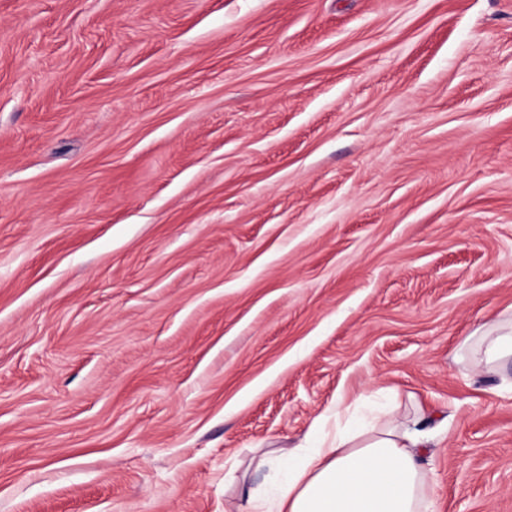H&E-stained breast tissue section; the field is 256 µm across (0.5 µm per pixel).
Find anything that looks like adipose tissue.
<instances>
[{
	"label": "adipose tissue",
	"mask_w": 512,
	"mask_h": 512,
	"mask_svg": "<svg viewBox=\"0 0 512 512\" xmlns=\"http://www.w3.org/2000/svg\"><path fill=\"white\" fill-rule=\"evenodd\" d=\"M469 360L495 372L512 361V325L496 324L477 338ZM350 404L338 401L331 416L333 435L307 433L296 451L257 452L250 468L269 473L271 488L247 493L246 512H424L423 460L432 446L422 415L389 420L383 426L341 425Z\"/></svg>",
	"instance_id": "1"
}]
</instances>
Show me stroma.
<instances>
[{"label": "stroma", "mask_w": 512, "mask_h": 512, "mask_svg": "<svg viewBox=\"0 0 512 512\" xmlns=\"http://www.w3.org/2000/svg\"><path fill=\"white\" fill-rule=\"evenodd\" d=\"M512 0H0V512H236L339 399L512 512ZM473 337L477 345L470 351L469 360L473 366L489 373L495 372L502 364L512 361V323H498L479 336H468L463 346L468 347Z\"/></svg>", "instance_id": "obj_1"}]
</instances>
